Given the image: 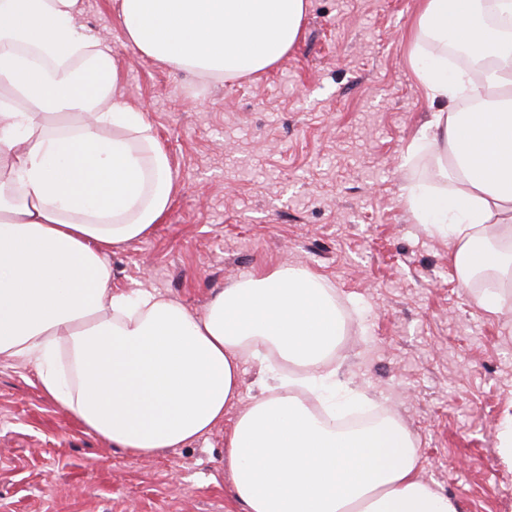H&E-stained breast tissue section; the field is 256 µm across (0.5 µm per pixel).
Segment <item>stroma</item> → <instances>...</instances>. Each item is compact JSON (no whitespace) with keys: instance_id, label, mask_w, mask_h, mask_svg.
I'll list each match as a JSON object with an SVG mask.
<instances>
[{"instance_id":"obj_1","label":"stroma","mask_w":512,"mask_h":512,"mask_svg":"<svg viewBox=\"0 0 512 512\" xmlns=\"http://www.w3.org/2000/svg\"><path fill=\"white\" fill-rule=\"evenodd\" d=\"M421 0H308L301 33L271 70L206 82L127 43L119 0H84L111 41L122 101L144 112L175 176L170 209L115 250L112 288H146L204 313L214 291L288 266L319 277L352 317L329 361L336 378L409 431L421 475L459 512H512V320L461 283L446 238L417 224L405 189L434 182L436 154L407 156L440 111L416 77L409 34ZM193 443L136 457L88 434L0 358V512H242L224 436L260 393Z\"/></svg>"}]
</instances>
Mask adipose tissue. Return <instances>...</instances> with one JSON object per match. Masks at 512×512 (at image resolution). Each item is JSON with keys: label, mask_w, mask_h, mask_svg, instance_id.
Returning <instances> with one entry per match:
<instances>
[{"label": "adipose tissue", "mask_w": 512, "mask_h": 512, "mask_svg": "<svg viewBox=\"0 0 512 512\" xmlns=\"http://www.w3.org/2000/svg\"><path fill=\"white\" fill-rule=\"evenodd\" d=\"M308 0H120L128 43L210 80L279 63ZM82 0H0V356L31 368L45 395L114 448L147 457L197 440L237 401L246 358L261 394L224 438L243 512H458L424 481L407 430L385 417L329 427L306 404L357 396L325 369L343 333L336 300L288 267L217 291L204 315L148 289L112 290L110 254L166 217L175 177L143 112L117 98L120 67L79 22ZM484 61L481 81L448 70L449 47ZM410 60L444 101L409 147L440 152L452 191L410 186L407 204L454 245L467 282L512 277V0H421ZM475 100L460 111L461 97Z\"/></svg>", "instance_id": "obj_1"}]
</instances>
